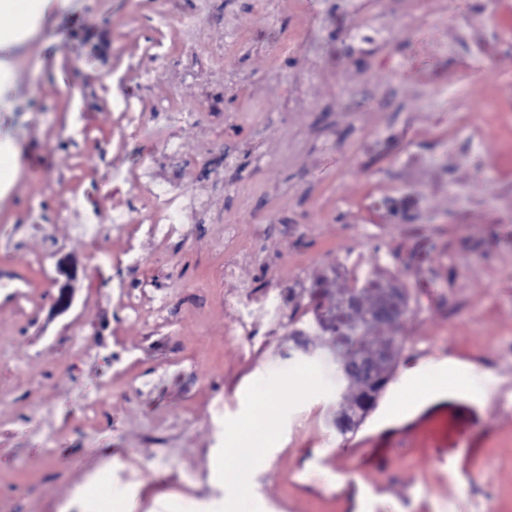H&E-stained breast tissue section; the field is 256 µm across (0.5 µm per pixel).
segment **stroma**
<instances>
[{
	"mask_svg": "<svg viewBox=\"0 0 512 512\" xmlns=\"http://www.w3.org/2000/svg\"><path fill=\"white\" fill-rule=\"evenodd\" d=\"M0 67V490L16 512H512V0H52L0 45ZM123 87L150 120L122 117ZM141 166L207 208L164 254L113 232L111 264L87 276L76 204L137 220L112 175ZM351 255L387 258L412 300L393 382L342 434L328 347L306 355L288 321L262 317L238 336L224 266L290 310ZM132 257L174 303L161 332L122 305ZM17 285L37 319L19 315ZM77 320L104 349L70 371ZM42 367L69 419L49 465L27 424ZM107 384L86 436L73 412ZM92 471L111 487L71 494Z\"/></svg>",
	"mask_w": 512,
	"mask_h": 512,
	"instance_id": "obj_1",
	"label": "stroma"
}]
</instances>
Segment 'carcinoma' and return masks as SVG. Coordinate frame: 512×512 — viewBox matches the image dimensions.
Wrapping results in <instances>:
<instances>
[{"label": "carcinoma", "mask_w": 512, "mask_h": 512, "mask_svg": "<svg viewBox=\"0 0 512 512\" xmlns=\"http://www.w3.org/2000/svg\"><path fill=\"white\" fill-rule=\"evenodd\" d=\"M338 277H323L313 292L314 335L334 342L336 362L341 371L336 429L354 430L388 385L404 349L396 333L400 323L370 324L375 308L390 295L409 308L408 288L397 278L377 273L361 286L337 288ZM357 297L359 308L342 314L344 303Z\"/></svg>", "instance_id": "carcinoma-1"}]
</instances>
